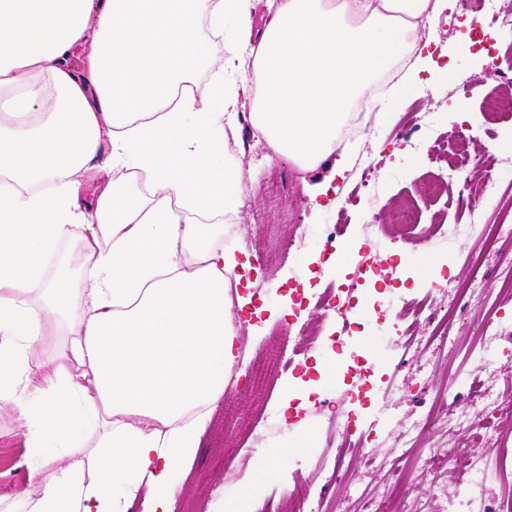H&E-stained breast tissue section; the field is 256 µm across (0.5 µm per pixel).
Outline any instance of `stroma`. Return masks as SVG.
Instances as JSON below:
<instances>
[{"mask_svg":"<svg viewBox=\"0 0 512 512\" xmlns=\"http://www.w3.org/2000/svg\"><path fill=\"white\" fill-rule=\"evenodd\" d=\"M448 52L446 73L432 91L401 89L390 114L354 111L363 133L356 142L354 166L339 184L340 203L314 209L305 183L318 180L274 153L259 140L248 121H240L224 160L242 170V183L227 209L234 219L225 244L247 254L253 265L248 286L260 315L233 310L240 357L226 378L228 390L200 438L189 471H175L173 512H233L246 503L248 512H291L320 503L321 512H365L391 492H399L403 512H443L446 497L457 490L453 449L466 448L472 458L494 466L512 449V415L501 408L512 401V336L485 351L474 340L484 315L493 313L512 324V298L502 282L512 275V167L498 171L500 191L485 199L482 223L499 225L497 237L457 235L454 225L470 220L457 203L461 187L449 183L440 194L429 184L446 169L447 154L427 153L425 142L447 137L448 115L464 112L476 120L474 148L496 161L512 158V118L487 116L502 88L494 82L474 86L484 47L498 41L464 21L440 17L423 29ZM422 125L402 138L410 116ZM396 138V151L375 152L381 139ZM374 164L376 192L357 204L343 198L361 180L366 162ZM412 210L416 222L403 229L397 214ZM340 225L341 237L360 241L350 266H330L326 249L329 227ZM311 228L314 241L282 263L265 260L275 240ZM478 280L481 300L461 301L456 289ZM356 291L345 315L319 309L324 292ZM294 314L279 318L284 307ZM455 310L447 338L437 324ZM350 326L343 346L334 338ZM315 336L306 353L293 355L289 338ZM289 366L274 364L275 355ZM407 358L406 393H385L400 358ZM304 380L314 390L297 415L282 418L280 386ZM493 384L479 415L449 428L443 423L454 400L470 397ZM340 411L354 412L358 431L343 435L336 427ZM416 426L417 448L399 435ZM41 455L31 448L11 405L0 406V501L21 502L30 491L29 476ZM443 466H434L435 458ZM341 469L342 480L332 477ZM400 487H393L394 478Z\"/></svg>","mask_w":512,"mask_h":512,"instance_id":"obj_1","label":"stroma"}]
</instances>
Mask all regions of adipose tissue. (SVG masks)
<instances>
[{
	"instance_id": "obj_1",
	"label": "adipose tissue",
	"mask_w": 512,
	"mask_h": 512,
	"mask_svg": "<svg viewBox=\"0 0 512 512\" xmlns=\"http://www.w3.org/2000/svg\"><path fill=\"white\" fill-rule=\"evenodd\" d=\"M0 0V402L65 443L27 512H125L140 486L172 512L236 360L219 216L241 181L221 164L240 114L304 171L312 201L350 168L351 108L389 103L384 71L422 80V23L451 0ZM224 47L209 60L203 39ZM209 64L210 80L191 72ZM112 151L109 175L83 174ZM130 169L145 189L118 178ZM83 272H51L61 242ZM64 341L40 364L49 323Z\"/></svg>"
}]
</instances>
